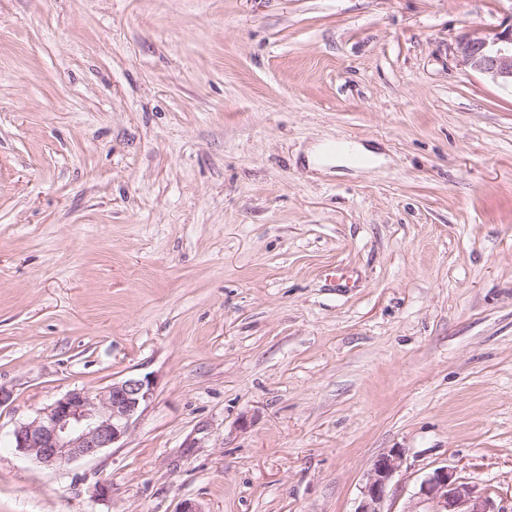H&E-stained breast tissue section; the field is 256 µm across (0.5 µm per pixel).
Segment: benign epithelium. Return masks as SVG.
<instances>
[{
	"mask_svg": "<svg viewBox=\"0 0 512 512\" xmlns=\"http://www.w3.org/2000/svg\"><path fill=\"white\" fill-rule=\"evenodd\" d=\"M459 65L512 90V17L493 30L473 29L455 46ZM147 377H130L93 394L74 389L12 433V448L47 466H62L112 448L127 435L138 410L152 396ZM403 456L390 450L378 456L360 488L354 512H386L390 481ZM404 512H504L487 490L443 466L419 484Z\"/></svg>",
	"mask_w": 512,
	"mask_h": 512,
	"instance_id": "benign-epithelium-1",
	"label": "benign epithelium"
}]
</instances>
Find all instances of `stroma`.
Masks as SVG:
<instances>
[{
	"label": "stroma",
	"mask_w": 512,
	"mask_h": 512,
	"mask_svg": "<svg viewBox=\"0 0 512 512\" xmlns=\"http://www.w3.org/2000/svg\"><path fill=\"white\" fill-rule=\"evenodd\" d=\"M511 15L0 0V512H353L393 448L387 512L441 466L512 512V91L454 54ZM146 375L114 447L12 448ZM348 154H356L366 157L371 160H375V158L371 155V153L364 151L361 147L356 145L354 148L349 149V151L345 155H337L334 156L331 151H329L324 146H318L313 149L310 154L309 162L314 168L322 169L323 167L336 165L337 162H342L343 164H347L353 167H358L359 165L355 163L351 156Z\"/></svg>",
	"instance_id": "obj_1"
}]
</instances>
